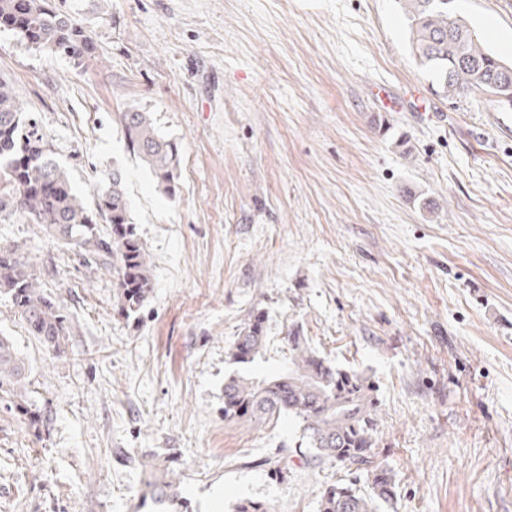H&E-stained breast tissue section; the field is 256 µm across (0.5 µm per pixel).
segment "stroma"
I'll list each match as a JSON object with an SVG mask.
<instances>
[{
    "instance_id": "35a3bbf8",
    "label": "stroma",
    "mask_w": 512,
    "mask_h": 512,
    "mask_svg": "<svg viewBox=\"0 0 512 512\" xmlns=\"http://www.w3.org/2000/svg\"><path fill=\"white\" fill-rule=\"evenodd\" d=\"M94 51L76 61L0 31V79L75 190L125 172L153 291L119 316L112 272L30 224L0 222L74 320L53 359L0 295V336L30 370L39 435L0 408V512H138L142 458L172 473L176 512H317L326 484L301 428L224 418V381L270 375L298 332L370 376L380 512H512V132L487 95L436 96L398 0H56ZM512 61V0H455ZM424 110L380 111L374 86ZM179 149L166 194L120 112ZM264 314L265 361L229 346Z\"/></svg>"
}]
</instances>
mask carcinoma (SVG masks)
I'll return each mask as SVG.
<instances>
[{
	"mask_svg": "<svg viewBox=\"0 0 512 512\" xmlns=\"http://www.w3.org/2000/svg\"><path fill=\"white\" fill-rule=\"evenodd\" d=\"M453 0H401L408 21L411 54L431 85L446 98L471 92L496 96L512 93V64L489 50L477 32L452 8ZM29 45L73 60L92 53L82 27L73 23L55 0H0V28ZM127 148L170 194L178 178L177 145L155 127L150 113L132 108L119 115ZM18 218L37 233L79 255L87 265L112 269L117 278L118 313H137L153 290L149 255L137 234L118 165L103 175L88 205L72 186L65 167L52 157L50 142L26 116L13 86L0 81V221ZM106 223L100 229L97 220ZM19 245H0V294L28 331L55 357L66 355L72 321L63 305L43 288ZM265 336L245 328L230 346L231 359L250 364L263 357ZM288 363L263 378L234 374L224 382V419L249 416L271 421L288 415L302 428L311 461L336 464L349 471L378 467L377 402L374 384L363 372L341 369L318 354L297 333L288 336ZM29 368L12 341L0 336V406L13 410L33 431L44 417L32 402ZM148 474L147 494L160 507L174 498V482L157 474L150 461L139 463ZM394 496L387 476L374 478L364 494L349 485L326 486L318 512H378Z\"/></svg>",
	"mask_w": 512,
	"mask_h": 512,
	"instance_id": "1",
	"label": "carcinoma"
}]
</instances>
